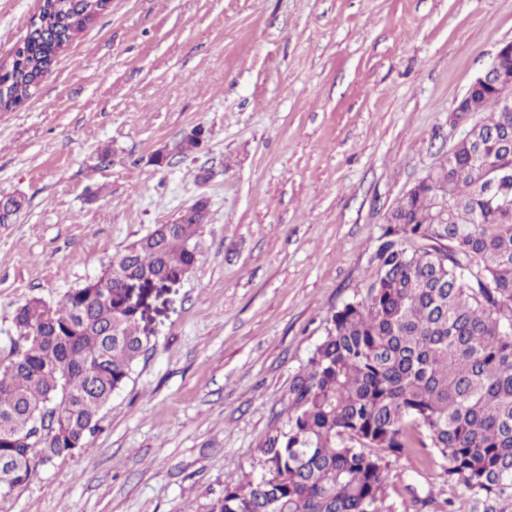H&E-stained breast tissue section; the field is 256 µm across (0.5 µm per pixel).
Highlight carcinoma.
Instances as JSON below:
<instances>
[{"instance_id":"1","label":"carcinoma","mask_w":512,"mask_h":512,"mask_svg":"<svg viewBox=\"0 0 512 512\" xmlns=\"http://www.w3.org/2000/svg\"><path fill=\"white\" fill-rule=\"evenodd\" d=\"M107 0H42L0 73V110L28 100ZM478 121L387 215L359 299L331 312L310 368L289 388L288 431L263 471L224 481L208 512H396L389 458L429 448L459 488L448 512H512V115L486 85ZM21 200L0 197V224ZM194 205L127 246L51 306L15 314L20 344L0 368V496L83 447L147 350L124 277L197 263Z\"/></svg>"}]
</instances>
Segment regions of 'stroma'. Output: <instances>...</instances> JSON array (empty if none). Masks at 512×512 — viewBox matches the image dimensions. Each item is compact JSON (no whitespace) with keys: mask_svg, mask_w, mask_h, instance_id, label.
Wrapping results in <instances>:
<instances>
[{"mask_svg":"<svg viewBox=\"0 0 512 512\" xmlns=\"http://www.w3.org/2000/svg\"><path fill=\"white\" fill-rule=\"evenodd\" d=\"M40 0H0V61ZM512 40V0H111L24 104L0 111V362L55 305L198 199L199 261L146 293L147 351L85 449L0 512H206L260 473L330 312L359 297L387 214L477 113L451 109ZM206 139L163 167L193 127ZM395 502L448 488L424 449Z\"/></svg>","mask_w":512,"mask_h":512,"instance_id":"stroma-1","label":"stroma"}]
</instances>
